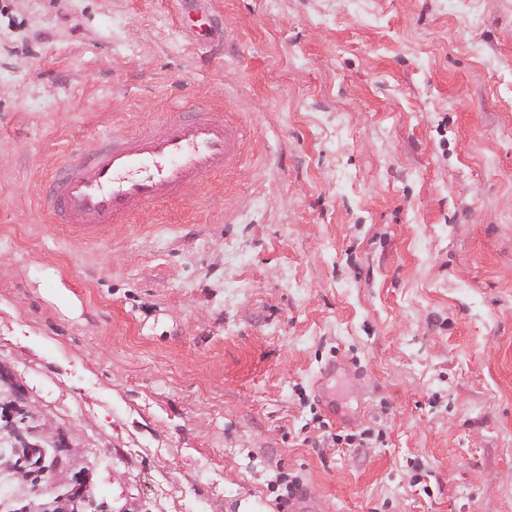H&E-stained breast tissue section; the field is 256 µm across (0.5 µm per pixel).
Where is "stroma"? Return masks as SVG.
<instances>
[{
  "label": "stroma",
  "mask_w": 512,
  "mask_h": 512,
  "mask_svg": "<svg viewBox=\"0 0 512 512\" xmlns=\"http://www.w3.org/2000/svg\"><path fill=\"white\" fill-rule=\"evenodd\" d=\"M192 103L233 172L49 222L69 151ZM9 400L62 451L0 512H512V0H0Z\"/></svg>",
  "instance_id": "1"
}]
</instances>
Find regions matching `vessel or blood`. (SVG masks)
Returning <instances> with one entry per match:
<instances>
[{
	"instance_id": "vessel-or-blood-1",
	"label": "vessel or blood",
	"mask_w": 512,
	"mask_h": 512,
	"mask_svg": "<svg viewBox=\"0 0 512 512\" xmlns=\"http://www.w3.org/2000/svg\"><path fill=\"white\" fill-rule=\"evenodd\" d=\"M243 139L237 125L206 112L175 111L161 124L115 132L67 155L44 187L41 206L55 223L94 238L204 176L233 168Z\"/></svg>"
}]
</instances>
